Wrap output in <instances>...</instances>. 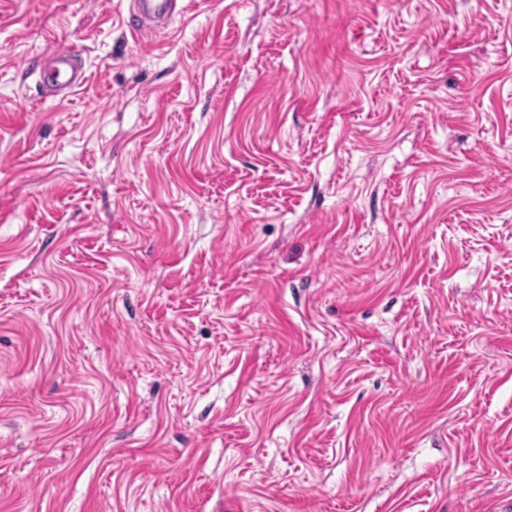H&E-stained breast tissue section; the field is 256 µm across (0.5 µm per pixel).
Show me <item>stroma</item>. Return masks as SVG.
<instances>
[{
    "label": "stroma",
    "mask_w": 512,
    "mask_h": 512,
    "mask_svg": "<svg viewBox=\"0 0 512 512\" xmlns=\"http://www.w3.org/2000/svg\"><path fill=\"white\" fill-rule=\"evenodd\" d=\"M0 512H512V0H0ZM54 54L53 65L50 68L43 67L41 71V82L45 88L57 94L69 90L68 96L85 80L78 65L81 54L73 48L58 50Z\"/></svg>",
    "instance_id": "obj_1"
}]
</instances>
